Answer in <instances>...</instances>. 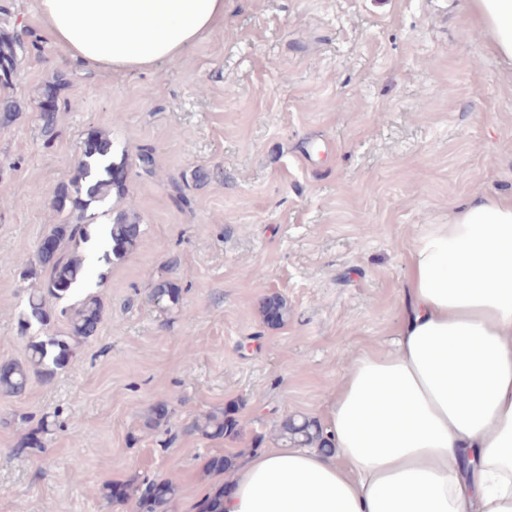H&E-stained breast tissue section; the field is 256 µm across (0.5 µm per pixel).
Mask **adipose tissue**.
Here are the masks:
<instances>
[{
	"label": "adipose tissue",
	"instance_id": "ef3b65f1",
	"mask_svg": "<svg viewBox=\"0 0 512 512\" xmlns=\"http://www.w3.org/2000/svg\"><path fill=\"white\" fill-rule=\"evenodd\" d=\"M70 58L112 74L182 56L224 0H38ZM512 65V0H469ZM387 346L356 353L319 426L328 449L252 452L224 512H512V197L468 198L409 250Z\"/></svg>",
	"mask_w": 512,
	"mask_h": 512
}]
</instances>
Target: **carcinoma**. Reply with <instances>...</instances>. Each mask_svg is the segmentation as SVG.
I'll list each match as a JSON object with an SVG mask.
<instances>
[{
    "mask_svg": "<svg viewBox=\"0 0 512 512\" xmlns=\"http://www.w3.org/2000/svg\"><path fill=\"white\" fill-rule=\"evenodd\" d=\"M15 37L0 32V81L9 83L16 70ZM57 112V86L49 85L43 94L40 121L44 131L53 129ZM20 115L17 102L11 100L0 105V124L7 126ZM127 163L115 161L112 141L100 130L88 134L83 142L74 175L62 183L56 192L54 209L77 213L74 224H56L46 240L49 246L36 252L35 260L21 262L20 276L27 280H41V288L30 292L23 312L21 324L29 329L33 326L50 330L56 314L44 302L43 294L67 302L61 315L68 320L62 334H51L30 342L28 354L23 361H8L0 364V395L22 394L31 379L48 381L65 368L72 360L75 349L98 332L103 317V305L93 292H79V287L88 280L86 269L99 268L98 282H103L112 264L125 259L138 246L143 229L140 216L131 209L112 211L109 222L97 230L92 229V220L100 216L99 209L112 198L122 199L127 192ZM100 235L101 249L89 254L79 249L93 234ZM151 301L164 310L177 306L181 300V288L169 280L159 279L152 289ZM287 314V307L277 296L267 298L262 305V317L269 324H279ZM282 442L309 445L321 438L318 423L309 418L288 416L278 425ZM239 419L230 409H217L195 418L190 432L204 438L227 441L236 440L241 434ZM48 424L43 422L22 442L20 449L37 456L43 453L46 442L43 434ZM233 460L227 456L211 458L205 466L207 474H224L232 469ZM177 492L170 482L143 481L139 485L124 484L120 493L109 489L107 498L131 500L135 512H160ZM224 489L207 496L199 505V512H223Z\"/></svg>",
    "mask_w": 512,
    "mask_h": 512,
    "instance_id": "1",
    "label": "carcinoma"
}]
</instances>
